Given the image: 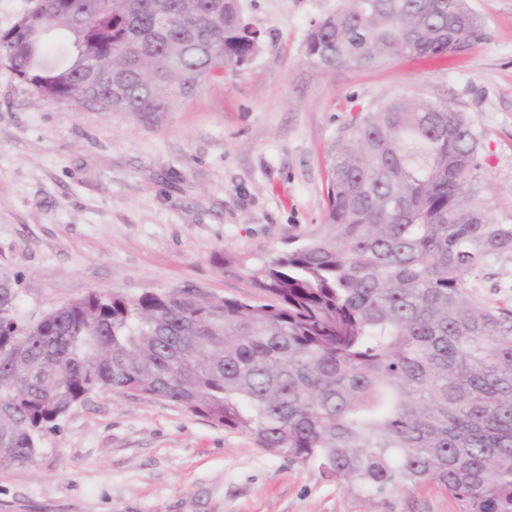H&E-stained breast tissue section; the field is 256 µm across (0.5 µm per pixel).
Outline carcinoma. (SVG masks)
Masks as SVG:
<instances>
[{
  "label": "carcinoma",
  "instance_id": "1",
  "mask_svg": "<svg viewBox=\"0 0 512 512\" xmlns=\"http://www.w3.org/2000/svg\"><path fill=\"white\" fill-rule=\"evenodd\" d=\"M480 30L467 0H342L306 54L325 70L439 57ZM0 43L36 99L107 113L164 112L259 49L238 0H33ZM324 223L252 269L268 303L91 289L24 320L1 269L0 470L118 389L371 495L433 482L463 512H512V311L468 292L512 256L480 134L422 98L364 114L329 170Z\"/></svg>",
  "mask_w": 512,
  "mask_h": 512
}]
</instances>
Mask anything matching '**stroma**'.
<instances>
[{"instance_id": "obj_1", "label": "stroma", "mask_w": 512, "mask_h": 512, "mask_svg": "<svg viewBox=\"0 0 512 512\" xmlns=\"http://www.w3.org/2000/svg\"><path fill=\"white\" fill-rule=\"evenodd\" d=\"M338 0H239L261 46L177 91L167 111L34 99L0 60V268L31 316L90 289L189 287L257 300L250 268L322 234L338 145L403 97L448 103L481 135L494 218L512 220V0H468L477 38L448 55L316 69L312 21ZM236 262L225 265V255ZM512 309V256L470 288ZM0 512H461L444 489L370 495L171 402L91 394L33 464L0 470Z\"/></svg>"}]
</instances>
